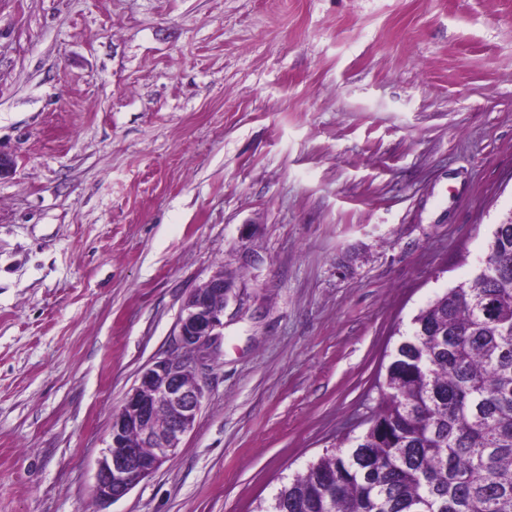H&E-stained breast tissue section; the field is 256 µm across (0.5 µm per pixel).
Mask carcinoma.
<instances>
[{
	"mask_svg": "<svg viewBox=\"0 0 512 512\" xmlns=\"http://www.w3.org/2000/svg\"><path fill=\"white\" fill-rule=\"evenodd\" d=\"M366 429L257 512H512V212L474 277L422 308Z\"/></svg>",
	"mask_w": 512,
	"mask_h": 512,
	"instance_id": "cac0c4a2",
	"label": "carcinoma"
}]
</instances>
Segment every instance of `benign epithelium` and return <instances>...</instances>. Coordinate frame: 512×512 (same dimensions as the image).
I'll list each match as a JSON object with an SVG mask.
<instances>
[{"label": "benign epithelium", "instance_id": "1", "mask_svg": "<svg viewBox=\"0 0 512 512\" xmlns=\"http://www.w3.org/2000/svg\"><path fill=\"white\" fill-rule=\"evenodd\" d=\"M231 288L219 272L189 296L176 333L180 355L146 368L112 415L111 442L94 488L99 503L120 500L150 477L192 429L205 396L202 371L224 339V307Z\"/></svg>", "mask_w": 512, "mask_h": 512}]
</instances>
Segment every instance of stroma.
<instances>
[{
    "mask_svg": "<svg viewBox=\"0 0 512 512\" xmlns=\"http://www.w3.org/2000/svg\"><path fill=\"white\" fill-rule=\"evenodd\" d=\"M0 512H255L512 210V0H0ZM235 286L174 456L112 414Z\"/></svg>",
    "mask_w": 512,
    "mask_h": 512,
    "instance_id": "1",
    "label": "stroma"
}]
</instances>
